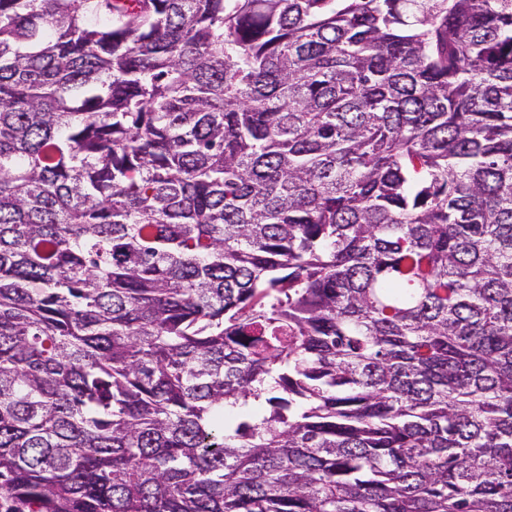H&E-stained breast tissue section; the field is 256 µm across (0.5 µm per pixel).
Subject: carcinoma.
Returning a JSON list of instances; mask_svg holds the SVG:
<instances>
[{"mask_svg": "<svg viewBox=\"0 0 512 512\" xmlns=\"http://www.w3.org/2000/svg\"><path fill=\"white\" fill-rule=\"evenodd\" d=\"M0 512H512V0H0Z\"/></svg>", "mask_w": 512, "mask_h": 512, "instance_id": "obj_1", "label": "carcinoma"}]
</instances>
